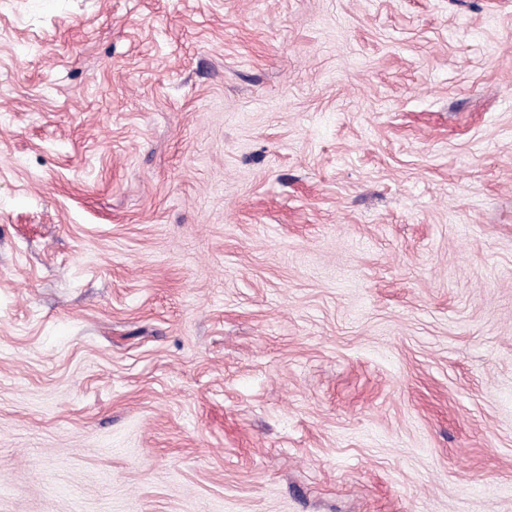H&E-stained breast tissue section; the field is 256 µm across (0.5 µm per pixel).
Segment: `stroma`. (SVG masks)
<instances>
[{
  "label": "stroma",
  "instance_id": "35a3bbf8",
  "mask_svg": "<svg viewBox=\"0 0 512 512\" xmlns=\"http://www.w3.org/2000/svg\"><path fill=\"white\" fill-rule=\"evenodd\" d=\"M0 512H512V0H0Z\"/></svg>",
  "mask_w": 512,
  "mask_h": 512
}]
</instances>
